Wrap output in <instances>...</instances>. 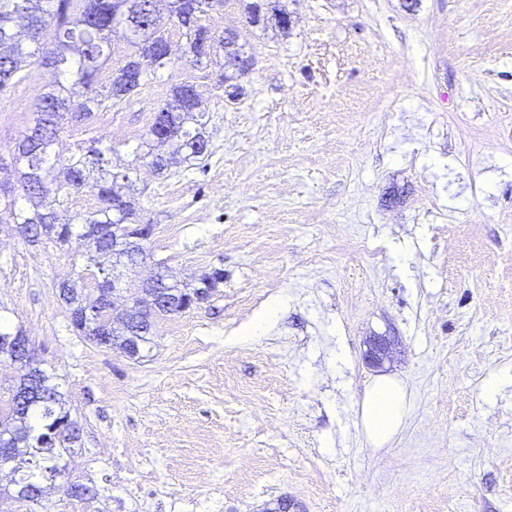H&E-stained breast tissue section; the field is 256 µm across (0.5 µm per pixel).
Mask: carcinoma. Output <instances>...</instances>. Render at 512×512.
Segmentation results:
<instances>
[{
	"mask_svg": "<svg viewBox=\"0 0 512 512\" xmlns=\"http://www.w3.org/2000/svg\"><path fill=\"white\" fill-rule=\"evenodd\" d=\"M0 0V92L21 82L26 67L43 64L49 52L42 41L44 30L55 27L54 70L56 84L37 99V118L16 142L11 166L16 185L0 184V192L8 195L20 191L22 202L10 199L0 206V224H15L27 241L48 239L61 248L72 235L86 237L89 230L97 233L88 243L91 260L97 256L112 259V225L139 223L140 207L125 191V185L113 179L102 152L71 158L56 167L54 145L63 122H81L107 104L128 100L140 93L148 68L160 69L171 60H159L153 46L168 42L165 30L157 23L156 4L160 0ZM168 20L178 28L184 43L178 45L180 57L198 42L210 41L209 52L219 55L229 51L240 53L235 34L232 48L226 49L224 35L216 34L202 23L208 12L224 7L226 0H165ZM245 16L253 18L251 27L288 29V8L270 0H238ZM121 33L134 51L126 61L111 70L105 81L100 73L112 62V34ZM140 66L139 79L128 85L118 82L120 74L133 65ZM207 111L201 102L179 109L169 103L156 113L149 138L136 147L137 159L162 173L208 155L205 136ZM96 183L97 207L92 211L65 214L63 203L71 193L88 181ZM52 197L57 206L45 204ZM224 279L215 269L199 278L198 288L213 293ZM186 310L181 299L170 294L151 305L135 323L134 335L139 344L149 342L155 320ZM18 328L0 320V362L14 360L18 380L8 389L9 411L0 416V427L22 430L28 440L20 444L12 458L0 454V467L12 465L14 498L37 512L47 495L43 481L65 473L69 458L81 440V425L70 412L69 400L41 368L31 364L12 348Z\"/></svg>",
	"mask_w": 512,
	"mask_h": 512,
	"instance_id": "carcinoma-1",
	"label": "carcinoma"
}]
</instances>
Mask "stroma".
Listing matches in <instances>:
<instances>
[{"label":"stroma","mask_w":512,"mask_h":512,"mask_svg":"<svg viewBox=\"0 0 512 512\" xmlns=\"http://www.w3.org/2000/svg\"><path fill=\"white\" fill-rule=\"evenodd\" d=\"M287 31L248 27L237 0L238 95L215 65L173 58L140 94L64 124L60 142L131 169L147 268L207 303L160 319L140 358L77 334L61 281L83 239L31 244L0 224V307L82 424L69 482L102 512H512V0H288ZM44 67L0 94L10 158L48 88ZM208 111L204 159L157 173L134 149L183 81ZM281 308L250 340L239 329ZM394 341L372 365L369 341ZM344 361H337V351ZM410 411L373 449L360 405L378 375ZM145 482L115 479L127 449Z\"/></svg>","instance_id":"obj_1"}]
</instances>
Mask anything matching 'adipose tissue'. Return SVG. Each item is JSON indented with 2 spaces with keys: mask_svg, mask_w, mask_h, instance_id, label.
<instances>
[{
  "mask_svg": "<svg viewBox=\"0 0 512 512\" xmlns=\"http://www.w3.org/2000/svg\"><path fill=\"white\" fill-rule=\"evenodd\" d=\"M408 404L409 395L395 378L380 376L369 384L361 403L360 422L372 447H385L401 432Z\"/></svg>",
  "mask_w": 512,
  "mask_h": 512,
  "instance_id": "1",
  "label": "adipose tissue"
}]
</instances>
